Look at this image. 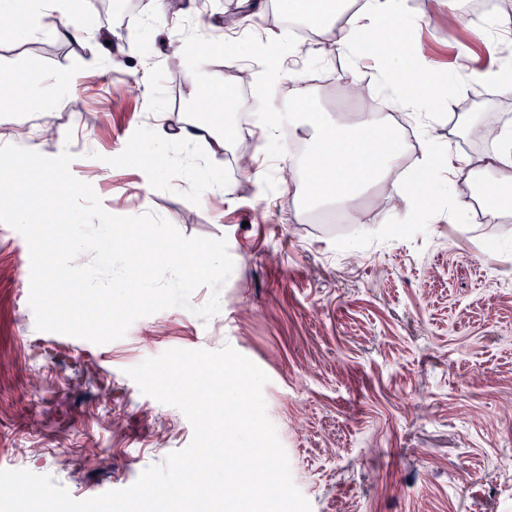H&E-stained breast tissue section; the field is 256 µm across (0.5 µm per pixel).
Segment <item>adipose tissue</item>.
Here are the masks:
<instances>
[{
	"mask_svg": "<svg viewBox=\"0 0 512 512\" xmlns=\"http://www.w3.org/2000/svg\"><path fill=\"white\" fill-rule=\"evenodd\" d=\"M436 4L480 35L512 34L511 13L474 15L466 10L465 0H436ZM21 6L30 9L52 36L84 39L89 35L88 12L82 0H0V15L14 17ZM407 29L403 0H365L361 8L346 14L341 24L323 26L318 35L321 42L355 63L360 60L356 52L359 39L372 37L389 48L376 82L367 84L366 92L384 95L393 111L414 119L424 169L439 171L448 179L449 219H460L472 209L470 200L456 193L457 184L481 175L490 190L481 207L482 216L485 223H499L505 204L501 189L512 184V127H503L493 139L492 150L479 155L431 148L429 129L443 81L426 57L411 47ZM387 127V118L378 112L354 113L347 126L323 121L311 125L317 147L307 166L316 199H333L342 209H350L365 185L387 180L402 166L404 151L397 141L384 137Z\"/></svg>",
	"mask_w": 512,
	"mask_h": 512,
	"instance_id": "obj_1",
	"label": "adipose tissue"
}]
</instances>
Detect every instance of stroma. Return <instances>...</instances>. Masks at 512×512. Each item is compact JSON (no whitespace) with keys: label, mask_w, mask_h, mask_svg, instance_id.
Masks as SVG:
<instances>
[{"label":"stroma","mask_w":512,"mask_h":512,"mask_svg":"<svg viewBox=\"0 0 512 512\" xmlns=\"http://www.w3.org/2000/svg\"><path fill=\"white\" fill-rule=\"evenodd\" d=\"M176 2L161 15L143 0L108 27L90 0L84 41L0 35V70L15 76L0 84V145L16 127L72 132L71 172L108 213L151 211L185 236L226 239L234 262L215 316L171 307L97 345L36 329L28 244L0 223V469L51 476L78 500L131 486L185 448L193 428L142 394L128 369L169 349L229 345L269 377L267 415L312 512H512V210L499 224L449 223L436 211L448 198L440 184L407 209L418 177L411 153L392 186L359 196L361 223H316L315 201L296 216L293 197L306 190L279 181L290 148L265 147L258 96L248 101V148L262 172L239 168L229 114L209 173L230 195L209 209L207 178L189 170L207 144L151 132L160 121L205 123L202 88L223 86L232 62L253 64L247 47L274 28L266 10L237 26L248 0ZM407 10L417 48L439 71L494 63L499 45L434 16L431 0H407ZM190 21L201 56L193 69L170 51ZM379 64L366 57L325 69L322 83L302 71L289 81L303 87L312 118L347 122L343 79L370 81ZM448 98L431 129L440 147L485 152L480 127L512 118V98L491 88L455 87Z\"/></svg>","instance_id":"1"}]
</instances>
